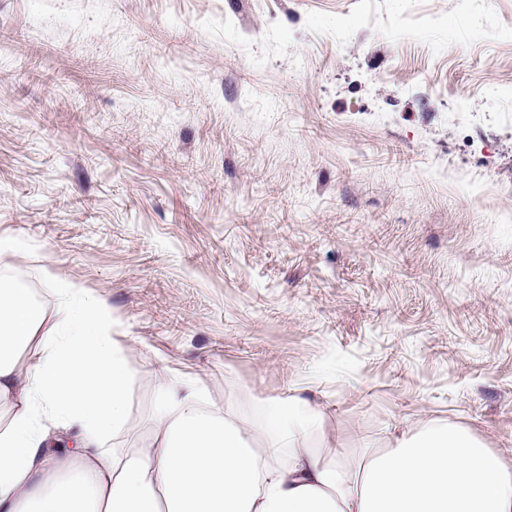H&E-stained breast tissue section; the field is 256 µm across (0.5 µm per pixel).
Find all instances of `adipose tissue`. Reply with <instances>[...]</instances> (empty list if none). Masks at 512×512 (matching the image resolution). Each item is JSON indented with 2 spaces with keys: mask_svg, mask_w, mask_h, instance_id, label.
Returning a JSON list of instances; mask_svg holds the SVG:
<instances>
[{
  "mask_svg": "<svg viewBox=\"0 0 512 512\" xmlns=\"http://www.w3.org/2000/svg\"><path fill=\"white\" fill-rule=\"evenodd\" d=\"M56 295L51 313L0 279V512H512V462L462 427L332 465L310 446L322 418L304 398L268 407L256 448L165 369L155 444L109 447L128 430L123 351L104 303L63 282ZM69 431L74 447L52 444Z\"/></svg>",
  "mask_w": 512,
  "mask_h": 512,
  "instance_id": "obj_1",
  "label": "adipose tissue"
}]
</instances>
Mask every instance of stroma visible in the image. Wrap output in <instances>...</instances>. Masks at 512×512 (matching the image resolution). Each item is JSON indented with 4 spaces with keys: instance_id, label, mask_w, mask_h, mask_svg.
<instances>
[{
    "instance_id": "obj_1",
    "label": "stroma",
    "mask_w": 512,
    "mask_h": 512,
    "mask_svg": "<svg viewBox=\"0 0 512 512\" xmlns=\"http://www.w3.org/2000/svg\"><path fill=\"white\" fill-rule=\"evenodd\" d=\"M512 0H0V239L157 374L298 395L328 458L433 424L512 461Z\"/></svg>"
}]
</instances>
